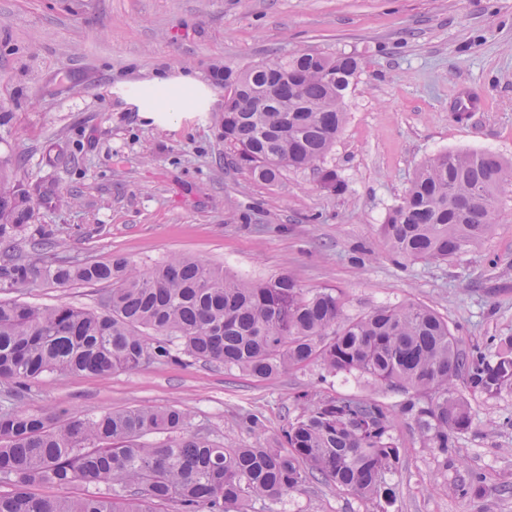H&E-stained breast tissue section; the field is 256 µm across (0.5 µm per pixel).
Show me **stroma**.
<instances>
[{
  "instance_id": "35a3bbf8",
  "label": "stroma",
  "mask_w": 512,
  "mask_h": 512,
  "mask_svg": "<svg viewBox=\"0 0 512 512\" xmlns=\"http://www.w3.org/2000/svg\"><path fill=\"white\" fill-rule=\"evenodd\" d=\"M314 49L356 54L347 119L327 162L346 183L321 189L309 170L254 177L217 123L234 69ZM191 93L168 112L142 96L158 80ZM487 108L457 119L459 96ZM0 157L19 162L35 219L15 247L29 256L42 230L56 260L129 257L147 269L185 254L238 276L287 273L307 289L343 292L345 317L404 301L447 319L463 348L512 335V189L496 230L451 261L392 257L379 234L416 168L442 151L489 150L512 160V0H0ZM101 288L73 283L0 290V299L97 309ZM351 393L391 407L401 393L320 365L257 381L187 361L107 378L45 374L25 398L0 385V408L97 413L179 404L216 443L276 437L304 391ZM474 423L448 456L423 447L398 418L405 450L390 479L393 512H512V393L473 397ZM262 422L255 434L248 415ZM477 491L462 492L468 475ZM287 512H372L317 485L285 497Z\"/></svg>"
}]
</instances>
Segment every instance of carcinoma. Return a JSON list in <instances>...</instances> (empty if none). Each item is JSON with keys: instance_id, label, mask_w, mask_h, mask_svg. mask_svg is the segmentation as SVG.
I'll return each instance as SVG.
<instances>
[{"instance_id": "obj_1", "label": "carcinoma", "mask_w": 512, "mask_h": 512, "mask_svg": "<svg viewBox=\"0 0 512 512\" xmlns=\"http://www.w3.org/2000/svg\"><path fill=\"white\" fill-rule=\"evenodd\" d=\"M356 56L308 50L245 69L214 72L224 85V144L260 180L310 169L341 194L326 166L345 121ZM0 158V286L47 282L105 284L101 310L68 303L37 307L0 300V385L26 394L44 372L109 377L187 356L267 380L317 363L407 395L398 409L371 396L298 397L302 412L281 437L227 448L191 424L178 404L132 406L69 416L52 409L0 410V512H245L314 483L391 512L404 449L399 416L415 421L423 446L448 456L473 424L466 394L512 393V336L460 347L448 321L412 301L345 318L343 294L308 290L289 274L244 281L198 259L173 254L142 270L124 256L105 261H27L15 237L34 217L30 191ZM512 187V163L480 152H444L417 169L402 202L379 231L391 254L409 262L465 255L495 228L498 193ZM463 381L458 386L457 381ZM163 432L169 439L144 437ZM82 496H41L38 486Z\"/></svg>"}]
</instances>
